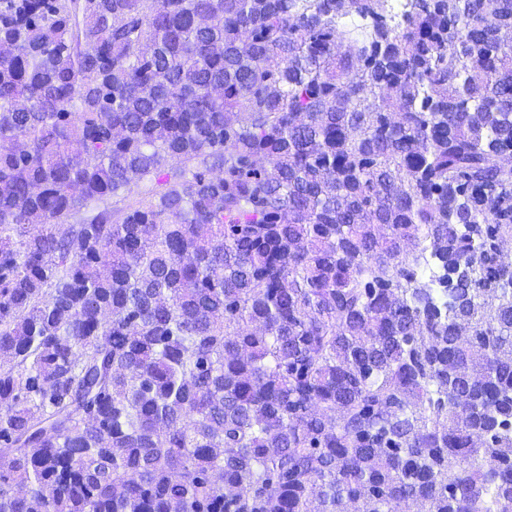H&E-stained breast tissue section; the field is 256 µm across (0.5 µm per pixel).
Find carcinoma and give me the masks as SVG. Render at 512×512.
<instances>
[{"label": "carcinoma", "instance_id": "carcinoma-1", "mask_svg": "<svg viewBox=\"0 0 512 512\" xmlns=\"http://www.w3.org/2000/svg\"><path fill=\"white\" fill-rule=\"evenodd\" d=\"M509 151L512 0H0V512H512Z\"/></svg>", "mask_w": 512, "mask_h": 512}]
</instances>
